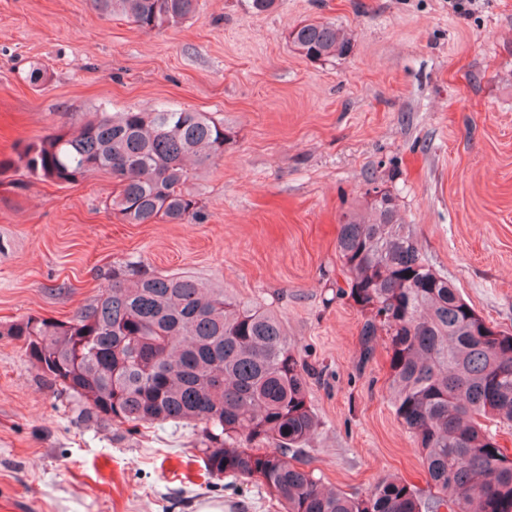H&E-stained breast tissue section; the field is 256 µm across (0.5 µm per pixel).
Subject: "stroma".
Here are the masks:
<instances>
[{"mask_svg": "<svg viewBox=\"0 0 512 512\" xmlns=\"http://www.w3.org/2000/svg\"><path fill=\"white\" fill-rule=\"evenodd\" d=\"M309 21L351 38L312 62L288 41ZM47 79L31 85L30 67ZM209 113L224 155L190 164V224L127 223L98 172L74 183L0 175V512H283L260 485L208 477L198 429L85 420L21 342L27 316L59 320L138 260L187 275L281 319L320 369L318 430L297 460L326 485L367 494L388 477L427 490L396 419L384 339L360 364L364 316L348 297L339 218L376 186L399 199L429 262L485 322L512 331V0H198L159 33L90 0H0V159L64 125L160 105Z\"/></svg>", "mask_w": 512, "mask_h": 512, "instance_id": "stroma-1", "label": "stroma"}]
</instances>
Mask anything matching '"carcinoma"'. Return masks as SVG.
Returning <instances> with one entry per match:
<instances>
[{"label":"carcinoma","instance_id":"carcinoma-1","mask_svg":"<svg viewBox=\"0 0 512 512\" xmlns=\"http://www.w3.org/2000/svg\"><path fill=\"white\" fill-rule=\"evenodd\" d=\"M99 14L128 16L161 31L192 15L197 0H91ZM312 62L346 57L336 25L312 21L289 33ZM229 133L204 112L162 105L151 112L102 110L73 130L27 144L5 171L71 183L108 173L120 186L112 208L131 224H189L202 213L186 188L185 159L214 162ZM342 293L360 307L359 363L388 336L389 394L421 449L434 492L396 478L365 496L324 488L292 463L318 427L307 404L306 367L279 318L241 305L224 289L158 275L139 261L112 267V285L69 320L28 316L4 335L22 342L51 386L79 397L91 417L133 428L198 426L214 477L264 485L284 512H512V456L486 421L512 424V334L489 327L425 258L398 198L373 187L363 208L341 215Z\"/></svg>","mask_w":512,"mask_h":512}]
</instances>
